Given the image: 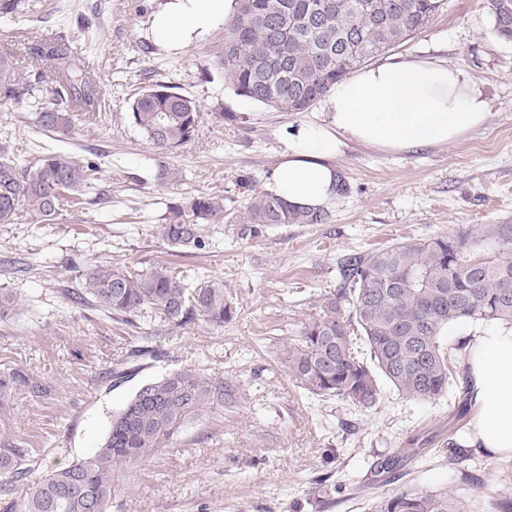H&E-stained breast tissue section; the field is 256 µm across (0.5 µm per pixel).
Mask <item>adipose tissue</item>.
Segmentation results:
<instances>
[{"label": "adipose tissue", "instance_id": "adipose-tissue-1", "mask_svg": "<svg viewBox=\"0 0 512 512\" xmlns=\"http://www.w3.org/2000/svg\"><path fill=\"white\" fill-rule=\"evenodd\" d=\"M235 8L234 0H163L153 19L159 44L201 37ZM329 122L301 124L288 135V159L270 190L289 204L326 208L337 197L332 165L346 142L383 151L451 144L483 125L488 104L461 69L429 59L384 62L341 80L325 100ZM447 335H467V365L478 414L473 444L512 456V327L475 330L461 323Z\"/></svg>", "mask_w": 512, "mask_h": 512}]
</instances>
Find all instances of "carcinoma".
Returning <instances> with one entry per match:
<instances>
[{
	"mask_svg": "<svg viewBox=\"0 0 512 512\" xmlns=\"http://www.w3.org/2000/svg\"><path fill=\"white\" fill-rule=\"evenodd\" d=\"M445 0H236L214 52L234 95L278 112H306L352 71L425 29ZM493 29L512 41V0H487ZM37 73L52 72L55 86L35 112V125L70 132L99 106L96 81L70 57L65 44L37 48ZM34 85L13 55L0 50V100L20 103ZM201 106L173 82L147 77L132 96L128 123L167 154L192 141ZM97 163L68 151H49L22 165L0 146V224L25 213L52 224L61 205L82 203L98 172ZM329 214L291 206L258 192L225 212L224 194H180L166 203L161 240L175 249L206 248L211 224L241 225L256 236L282 224H325ZM341 288L309 317L285 353L289 377L305 393L336 397L361 409L373 407L379 380L413 400L448 392L456 378L442 330L457 322L512 326V224H485L480 232L459 231L408 240L344 259ZM72 298L136 326L151 310L174 328L199 321L221 328L233 319L224 284L195 286L166 266L135 273L95 266L80 275ZM147 345L129 346L126 360L108 371L115 380L125 365L155 358ZM53 385L23 371L0 376V494L32 470L33 459L9 436L8 414L19 397L45 398ZM228 381L185 367L141 384L112 416L100 447L90 456L52 470L9 512H109L127 468L149 460L178 436L187 422L224 405ZM371 512H462L453 494L401 491L379 495Z\"/></svg>",
	"mask_w": 512,
	"mask_h": 512,
	"instance_id": "carcinoma-1",
	"label": "carcinoma"
}]
</instances>
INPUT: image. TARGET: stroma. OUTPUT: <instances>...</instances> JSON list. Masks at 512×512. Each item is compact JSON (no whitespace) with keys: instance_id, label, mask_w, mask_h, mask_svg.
<instances>
[{"instance_id":"stroma-1","label":"stroma","mask_w":512,"mask_h":512,"mask_svg":"<svg viewBox=\"0 0 512 512\" xmlns=\"http://www.w3.org/2000/svg\"><path fill=\"white\" fill-rule=\"evenodd\" d=\"M160 2L23 0L19 11L0 16V47L26 72L33 46L67 35L102 104L66 136L35 127L31 104L0 105V129H11L10 154L21 163L61 149L100 165L84 204L64 207L55 223L23 215L0 224V293L18 299L0 318V373L21 370L55 385L51 400L22 398L12 411L10 436L35 449L36 464L0 496V512L23 501L50 469L92 453L141 383L187 366L229 381L232 399L131 469L112 512H370L377 495L406 490H446L465 512H492L495 498L512 497V457L472 448L466 469L448 462V444L463 440L477 414L464 395L466 351L457 339L448 341L457 378L447 394L412 400L385 383L367 410L306 395L275 356L340 287L345 255L512 224V42L496 35L486 0H446L427 29L383 55L464 70L488 101L483 126L448 145L403 152L348 143L335 160L346 189L327 223L247 238L238 225L213 224L206 249L179 256L156 233L168 199L220 192L226 208L244 204L266 191L285 161L290 128L324 123L327 112L320 101L290 113L235 96L211 61L223 24L166 49L151 33ZM83 18L89 28L80 26ZM146 72L179 84L202 106L195 138L164 158L179 172L174 189L157 183L151 144L126 121ZM222 110L236 120L219 121ZM158 264L223 283L233 320L176 329L147 311L129 327L65 295L89 267L142 272ZM136 335L151 338L156 358L122 381L104 380ZM326 473L332 489L314 496V478Z\"/></svg>"}]
</instances>
